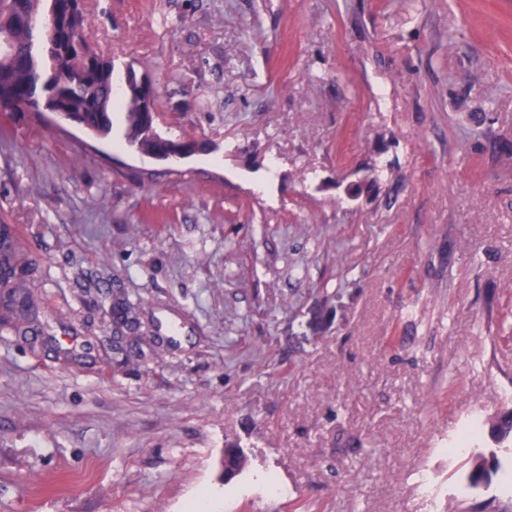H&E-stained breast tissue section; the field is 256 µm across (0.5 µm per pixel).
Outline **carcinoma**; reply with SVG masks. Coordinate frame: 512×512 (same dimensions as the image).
<instances>
[{
	"label": "carcinoma",
	"mask_w": 512,
	"mask_h": 512,
	"mask_svg": "<svg viewBox=\"0 0 512 512\" xmlns=\"http://www.w3.org/2000/svg\"><path fill=\"white\" fill-rule=\"evenodd\" d=\"M53 13L55 24L42 31L35 17ZM88 16L81 0H0V33L8 34L14 54L0 62V108L5 112L36 113L45 98L59 102L99 138L112 134V112L121 105L125 115V140L136 152L151 153L164 146L139 99L115 98L114 61L88 42ZM36 261L21 249L13 229L0 225V321L32 342L39 340L38 302L33 286ZM504 448L512 447V409L499 412L465 432V443L477 445L483 427ZM230 469L243 470V450L226 448ZM502 474V497L484 504L488 512H512V460L496 452H477L469 460L465 487L475 489L490 474Z\"/></svg>",
	"instance_id": "cac0c4a2"
}]
</instances>
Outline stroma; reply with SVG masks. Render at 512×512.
<instances>
[{
  "mask_svg": "<svg viewBox=\"0 0 512 512\" xmlns=\"http://www.w3.org/2000/svg\"><path fill=\"white\" fill-rule=\"evenodd\" d=\"M176 164L0 123L57 346L0 325V512H450L512 405V0H84ZM382 174L359 200L347 185ZM137 304L132 335L112 326ZM250 461L225 480L227 443ZM428 478L422 492L420 478ZM483 426L488 427L491 438L494 439L499 446L498 448L512 447V409L499 412L488 417L482 423H475L465 432L466 448H475L481 434ZM473 445V446H472Z\"/></svg>",
  "mask_w": 512,
  "mask_h": 512,
  "instance_id": "1",
  "label": "stroma"
}]
</instances>
